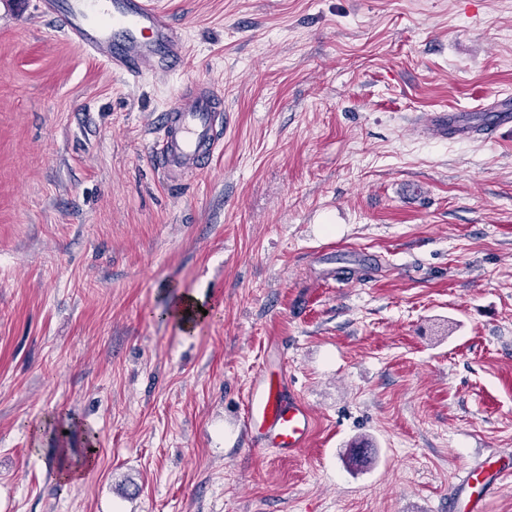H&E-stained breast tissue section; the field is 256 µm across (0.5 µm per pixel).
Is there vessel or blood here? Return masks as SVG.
<instances>
[{
	"mask_svg": "<svg viewBox=\"0 0 512 512\" xmlns=\"http://www.w3.org/2000/svg\"><path fill=\"white\" fill-rule=\"evenodd\" d=\"M37 7L113 75H169L185 61V38L158 0H38ZM426 127L443 139H492L512 128V98L498 99L494 111L476 119L464 112L430 113ZM223 146L222 96L209 84L193 82L175 95L156 124L152 163L169 180L178 181L205 170ZM243 427L256 448H274L289 456L307 446L314 416L284 379L262 372L248 389ZM511 481L512 457L490 454L464 469L459 494L448 499V512H485L490 495Z\"/></svg>",
	"mask_w": 512,
	"mask_h": 512,
	"instance_id": "b4317fda",
	"label": "vessel or blood"
}]
</instances>
